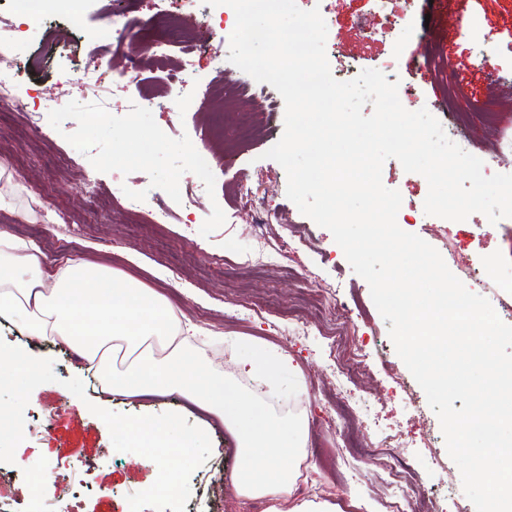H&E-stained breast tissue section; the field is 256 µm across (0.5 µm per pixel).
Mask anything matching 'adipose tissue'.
Returning a JSON list of instances; mask_svg holds the SVG:
<instances>
[{
    "label": "adipose tissue",
    "instance_id": "ef3b65f1",
    "mask_svg": "<svg viewBox=\"0 0 512 512\" xmlns=\"http://www.w3.org/2000/svg\"><path fill=\"white\" fill-rule=\"evenodd\" d=\"M28 336L67 341L105 392L129 398L179 393L224 426L239 461L238 494L263 498L267 512H342L330 499L294 495L308 459L305 422L274 416L239 378L200 380L205 367L190 319L170 301L111 265L83 261L45 273L33 245L0 231V314Z\"/></svg>",
    "mask_w": 512,
    "mask_h": 512
}]
</instances>
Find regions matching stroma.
<instances>
[{
	"instance_id": "obj_1",
	"label": "stroma",
	"mask_w": 512,
	"mask_h": 512,
	"mask_svg": "<svg viewBox=\"0 0 512 512\" xmlns=\"http://www.w3.org/2000/svg\"><path fill=\"white\" fill-rule=\"evenodd\" d=\"M111 2L83 0L76 14L51 13L31 23L21 18L13 0H0V17L15 27L8 51L25 72L14 90L16 104L40 114L38 128L31 130L16 104L0 117V166L13 175L6 192L14 198L13 209H0V230L34 242L46 259L47 273L81 259L109 262L156 289L176 313L212 335L204 351L212 373L236 374L239 362L254 349L288 354L301 369V379L280 372L261 396L276 417H301L306 422V450L313 469L304 497L333 495L343 512H386V466L396 459L424 477L428 493L461 492L460 472L447 453L439 419L397 355L389 323L375 307L367 282L353 271L330 231L301 214L288 199L285 170L266 156L283 134L284 108H277L249 146L234 144L236 112L253 105L239 89L251 78L209 52V44L219 38L205 22L216 17V9L202 0H121L132 15L147 19L173 14L194 30L200 49L195 58L197 83L171 92L152 62H145L138 85L122 75L124 55L99 61L88 56V46L102 26L101 8ZM333 5L326 53L334 78L397 61L399 88L410 93L416 107L435 115L443 100H450L455 111L468 117L472 155L483 159L498 153L512 160V147L504 145L512 140V0H413L409 5L391 0L383 15L374 11L372 0H333ZM405 11L410 14L409 34L391 36L387 26ZM495 47L501 54L494 71L499 80L493 83L481 54ZM88 66L96 70V85H87L82 78ZM448 67L464 89L453 99L444 73ZM143 85L167 106L142 113L135 124H128L125 114ZM490 92L502 100L492 126L476 109L478 100ZM92 110L98 114L93 125L88 122ZM243 173L274 212L272 223L256 227L252 214L238 206L237 179ZM88 177L96 187L85 196L80 187ZM172 177L179 187H193L190 207L170 199L167 185ZM382 181L402 196L406 232L433 247L455 251L453 274L480 268L481 281L466 280L469 290L487 298H512V223L493 224L480 213L464 224H448L439 217L421 219L428 184L423 176L405 172L393 158L383 166ZM118 185L126 193L168 203L177 221L131 235L132 218L123 202L112 197ZM57 211L69 216V223H50V215ZM259 232L273 245L298 232L305 244L263 272L231 279L213 274L217 256L253 262ZM330 283L349 302L355 338L372 355L354 392L371 405L374 416L349 432L358 442L373 444L379 431L393 429L403 441L402 447L377 461L350 452L345 442L349 432L338 415L331 364L350 350L342 346L329 352L319 334L322 317L299 303L304 296L316 298ZM250 295L270 296L273 308L258 317L247 314L241 302ZM297 318L309 322L313 336H289L288 326ZM0 340L32 356L52 359L56 375L55 381L31 394L24 412L25 439L14 463H0V503L7 512H30L35 501L52 496L58 473L72 484L87 485L80 512H130L127 495L153 484L156 465L141 455L114 451L107 426L89 411V404L130 415L176 412L199 427L207 419L176 393L135 399L101 394L71 347L29 338L5 315H0ZM71 378L82 380L85 399L65 388V380ZM208 435L212 452L190 477L188 505L192 512H238L233 440L218 424Z\"/></svg>"
}]
</instances>
